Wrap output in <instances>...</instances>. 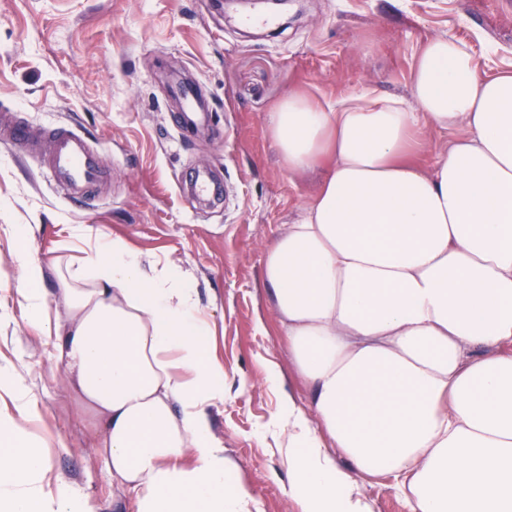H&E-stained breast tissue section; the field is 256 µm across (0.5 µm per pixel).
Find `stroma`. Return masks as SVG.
<instances>
[{
  "label": "stroma",
  "mask_w": 512,
  "mask_h": 512,
  "mask_svg": "<svg viewBox=\"0 0 512 512\" xmlns=\"http://www.w3.org/2000/svg\"><path fill=\"white\" fill-rule=\"evenodd\" d=\"M245 0H0V113L29 124L42 151L49 123L85 131L102 172L82 203L43 179L0 140V281L16 283L17 242L29 249L55 296V265L78 264L85 224L125 238L145 257L168 260L191 279L216 330L224 403L212 411L257 512H297L289 498L284 439L273 419L285 392L302 397L262 282L267 249L316 196L326 168L281 166L268 116L291 91L324 106L364 89L410 100L416 55L452 35L487 74L512 71V0H291L266 30L237 21ZM194 85L208 116L178 128V84ZM211 174L219 197L190 200L194 171ZM0 321V367L30 390L29 431L49 459L47 481L76 482L96 512H133L134 497L112 488L96 453L94 420L69 384L52 341L8 304ZM278 364L276 383L263 363ZM373 512H406L387 476H357Z\"/></svg>",
  "instance_id": "obj_1"
}]
</instances>
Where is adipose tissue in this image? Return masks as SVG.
Instances as JSON below:
<instances>
[{"label":"adipose tissue","instance_id":"ef3b65f1","mask_svg":"<svg viewBox=\"0 0 512 512\" xmlns=\"http://www.w3.org/2000/svg\"><path fill=\"white\" fill-rule=\"evenodd\" d=\"M410 82L408 102L361 91L329 111L295 91L269 115L287 171L329 165L263 266L307 392L275 418L300 512H372L356 473L398 477L409 512H512V72L486 75L437 36ZM428 126L454 137L425 168ZM72 235L87 251L59 275L64 318L28 248L0 296L54 340L113 482L135 512H253L212 428L224 364L196 289L122 237L82 224ZM0 391L14 404L0 412V512H96L75 483L46 484L24 379L0 368Z\"/></svg>","mask_w":512,"mask_h":512}]
</instances>
